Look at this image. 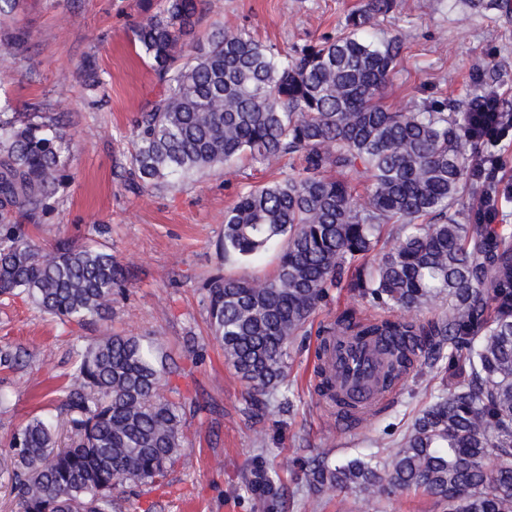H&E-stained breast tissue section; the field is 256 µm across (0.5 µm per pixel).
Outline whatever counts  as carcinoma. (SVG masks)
<instances>
[{"instance_id": "1", "label": "carcinoma", "mask_w": 512, "mask_h": 512, "mask_svg": "<svg viewBox=\"0 0 512 512\" xmlns=\"http://www.w3.org/2000/svg\"><path fill=\"white\" fill-rule=\"evenodd\" d=\"M396 0H363L336 37L281 52L248 30L213 28L186 49L210 13L208 0H162L135 26L163 94L132 132L127 185L174 187L244 157L266 168L290 157L282 178L242 192L224 212V263L249 266L278 250L273 273L203 285L210 335L248 387L245 404L265 408L286 387L290 346L332 288H349L389 314H345L322 329L373 344L384 379L427 376L441 365L450 393L416 418L381 462L312 460L313 495L355 489L367 499L422 491L448 512H512V224L485 201L512 198V177L487 139L512 127V103L491 90L457 117L447 104L391 112L381 93L406 37L366 33ZM26 35L0 28V46L20 52ZM72 138L32 106L19 122L0 103V296L24 294L44 313L84 324L102 320L125 279L112 253L68 238L43 244L37 226L54 210ZM366 177V200L352 181ZM468 223L451 213L465 198ZM396 242L377 251L385 226ZM427 322L392 315L431 304ZM172 370L152 339L97 337L70 377L73 446L55 449L56 426L36 415L13 432L19 512H114L131 485H159L180 455L184 405L160 395ZM315 394L346 413L350 397L319 362ZM257 512L283 507L277 480L254 463Z\"/></svg>"}]
</instances>
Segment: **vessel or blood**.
I'll return each mask as SVG.
<instances>
[{
	"label": "vessel or blood",
	"instance_id": "vessel-or-blood-1",
	"mask_svg": "<svg viewBox=\"0 0 512 512\" xmlns=\"http://www.w3.org/2000/svg\"><path fill=\"white\" fill-rule=\"evenodd\" d=\"M334 343L327 356L328 365L336 374L339 388L353 395L357 407L383 405L393 399L399 387L383 386L375 356L360 352L343 336L336 337Z\"/></svg>",
	"mask_w": 512,
	"mask_h": 512
}]
</instances>
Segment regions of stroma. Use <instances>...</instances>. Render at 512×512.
I'll list each match as a JSON object with an SVG mask.
<instances>
[{
	"label": "stroma",
	"instance_id": "35a3bbf8",
	"mask_svg": "<svg viewBox=\"0 0 512 512\" xmlns=\"http://www.w3.org/2000/svg\"><path fill=\"white\" fill-rule=\"evenodd\" d=\"M361 0H211V26L245 28L264 44L291 50L336 35ZM159 0H20L0 24L25 31L20 54L0 53V98L27 116L32 105L71 121L70 177L56 208L42 220L44 241L66 236L111 251L129 287L104 320L82 326L41 312L24 295L0 297V352L21 361L0 366V512H16L8 442L34 415L59 426L71 441L73 411L65 385L86 340L114 333L157 338L177 367L171 389L188 402L183 448L163 486H132L118 512H253L244 474L261 458L282 485L281 512H310L311 495L298 476L316 458L384 457L420 412L448 393L439 375L409 377L386 410L355 429L332 428L313 387L318 332L344 309L370 311L349 290L331 291L306 335L291 345L293 368L283 393L287 408L244 410L246 388L207 334L202 284L224 258L218 242L224 212L248 187L270 181L272 170L241 159L174 188L139 193L124 182L130 136L140 112L159 92L156 76L132 29ZM405 33L383 104L404 112L423 102L462 109L477 86L512 101V0H397L373 30L383 39ZM96 59L111 79L96 90L82 69Z\"/></svg>",
	"mask_w": 512,
	"mask_h": 512
}]
</instances>
